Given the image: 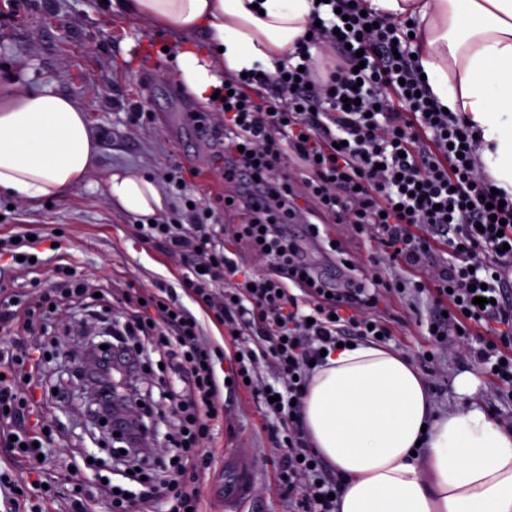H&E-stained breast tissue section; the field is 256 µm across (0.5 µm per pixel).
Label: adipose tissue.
I'll list each match as a JSON object with an SVG mask.
<instances>
[{
	"label": "adipose tissue",
	"instance_id": "adipose-tissue-1",
	"mask_svg": "<svg viewBox=\"0 0 512 512\" xmlns=\"http://www.w3.org/2000/svg\"><path fill=\"white\" fill-rule=\"evenodd\" d=\"M146 23L189 35L176 78L209 102L227 75L274 71L306 33L314 0H122ZM385 20L415 19L419 70L439 104L481 131V159L512 195V0H367ZM202 43H193L194 35ZM88 116L52 79L0 80V194L30 201L75 189L94 167ZM109 203L138 217L163 209L148 177L117 170ZM302 423L344 483L338 512H512V429L478 406L438 413L406 358L373 343L340 348L312 375Z\"/></svg>",
	"mask_w": 512,
	"mask_h": 512
}]
</instances>
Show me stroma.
<instances>
[{"instance_id":"obj_1","label":"stroma","mask_w":512,"mask_h":512,"mask_svg":"<svg viewBox=\"0 0 512 512\" xmlns=\"http://www.w3.org/2000/svg\"><path fill=\"white\" fill-rule=\"evenodd\" d=\"M184 36L177 30L150 26L123 12L106 8L103 0H0V76L19 75L24 89L41 86L45 77L58 91L77 100L88 115L99 144L96 166L67 196L51 203H29L0 196V239L30 225L62 233L60 255L71 264L85 286L112 290L114 299L101 308L102 316L116 313L117 299L150 287L175 290L204 328L221 358L217 374L230 369L235 345L208 309L193 306L183 286L179 258L139 240L133 217L107 202L104 188L109 173L126 169L151 178L167 167L183 170L195 197L204 202L237 194L224 181V147L220 140L199 141L193 113L202 104L181 87L175 77L174 57ZM151 112V122L136 119L134 102ZM328 234L352 257L362 273H371L381 253L376 243L357 235L347 224H332ZM427 297L409 302L384 294L376 315L394 328L389 347L408 358L425 377L438 411L475 402L502 426L512 425V396L490 385L464 351L441 354L424 362L419 350L423 338L415 323L416 309L426 308ZM469 375L471 395L460 393L456 380ZM227 412L223 424L203 443L211 460L200 470L196 491L203 512H224V458H250L256 465L252 498L238 512H285L286 494L277 480L284 450L276 434L283 425L266 413L249 388L223 393ZM42 424L52 428L50 450L41 469L42 480L58 486L54 500L37 498L40 512H67L70 476H78L94 512H108L104 480L124 485L109 450L94 442L81 423L78 402L59 405L47 401Z\"/></svg>"}]
</instances>
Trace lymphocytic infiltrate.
<instances>
[{"mask_svg": "<svg viewBox=\"0 0 512 512\" xmlns=\"http://www.w3.org/2000/svg\"><path fill=\"white\" fill-rule=\"evenodd\" d=\"M363 0H327L315 13L312 36L298 42L275 72L225 78L210 133L224 143V180L244 188L230 207L236 224L215 223V207L194 198L181 170L169 191L190 204V222L171 217L143 224L136 234L183 257V282L199 304L227 328L251 337L237 345L232 383H248L267 412L286 420L280 465L288 512H337L341 483L309 445L300 423L305 389L324 353L338 343L391 341L393 329L374 314L384 287L430 299L416 323L430 353L463 349L495 385L512 387V195L494 193L480 158L482 141L458 115L433 101L412 57L407 23L363 14ZM294 160L304 172L296 192L282 171ZM312 204L308 238L325 224H350L378 241L400 270L393 282L355 277L339 247L334 262L344 287L315 274L288 232L301 201ZM262 255L266 270L244 274L227 237ZM485 297V305L474 297ZM123 322L112 325L114 349L134 362L158 354L180 375L169 389L175 461L152 477V456L125 461L139 489L112 496L128 512L163 496L169 512H193L198 496L187 472L206 467L197 448L224 418L215 352L197 318L163 289L125 295ZM42 349L17 337L0 350V446L38 470L41 432L29 422ZM280 386L259 379L260 365Z\"/></svg>", "mask_w": 512, "mask_h": 512, "instance_id": "1", "label": "lymphocytic infiltrate"}]
</instances>
